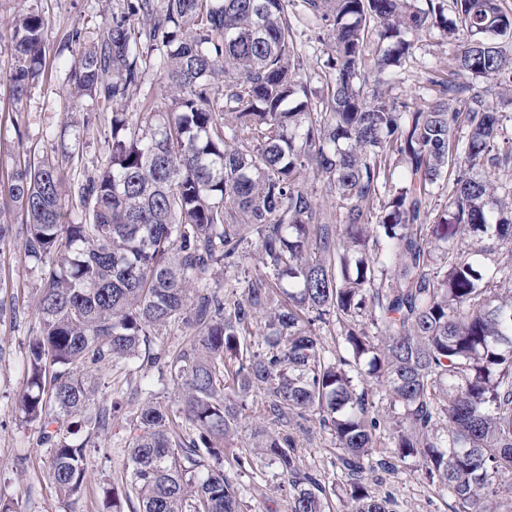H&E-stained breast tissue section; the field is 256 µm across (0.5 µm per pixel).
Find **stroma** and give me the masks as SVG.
<instances>
[{
  "instance_id": "stroma-1",
  "label": "stroma",
  "mask_w": 512,
  "mask_h": 512,
  "mask_svg": "<svg viewBox=\"0 0 512 512\" xmlns=\"http://www.w3.org/2000/svg\"><path fill=\"white\" fill-rule=\"evenodd\" d=\"M118 5L119 0H0V183L7 181L16 155L25 150L57 160L65 147L86 166H103L100 129L87 121L100 112V101L85 97L72 106L63 90L81 49L98 40ZM22 12L39 13L46 21V61L39 79L16 103L8 95V78L18 63L4 38L9 34L7 20ZM76 30L81 38L75 42L71 35ZM410 39L413 50L399 67L391 93L411 102L423 96L428 70L447 68L458 42L437 30L417 32ZM23 222L8 197L0 194V224L11 227L0 244V499L13 502L17 512H107L102 486L119 482L127 464L129 433L124 421H115L111 431L98 438L87 458L88 483L80 499L73 501L59 495L48 479L47 451L40 444L38 424L22 422L16 409L45 273L43 265L24 253ZM129 376L141 382L145 398L165 407L176 405L177 390L158 366L137 362L127 371L100 370L101 384L116 389L123 388ZM296 438L303 467L335 481L336 450L318 422L310 421ZM233 480L249 512H288L285 483L274 466L259 465L235 474ZM369 482L375 495L390 498L391 512H452V500L425 479L418 461L370 476Z\"/></svg>"
}]
</instances>
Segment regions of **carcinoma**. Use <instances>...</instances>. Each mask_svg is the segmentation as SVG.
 Listing matches in <instances>:
<instances>
[{
	"mask_svg": "<svg viewBox=\"0 0 512 512\" xmlns=\"http://www.w3.org/2000/svg\"><path fill=\"white\" fill-rule=\"evenodd\" d=\"M300 20L331 36L323 87L302 75ZM431 29L466 41L448 71L426 72L429 98L401 101L391 84L407 34ZM44 30L33 12L9 24L16 102L41 71ZM156 52L171 104L132 116ZM503 85L501 0H124L66 89L111 108L98 115L107 165L68 193L57 162L27 155L0 184L25 215V254L48 267L17 406L41 425L57 491L82 494L87 447L122 413L120 398L96 399V371L130 366L148 337L186 323L192 339L163 362L178 408L148 401L127 420L128 493L103 488L110 512L132 496L133 512H244L225 469L265 459L287 480L288 512H330L334 496L348 512H390L368 474L408 458L455 512H512L499 498H512V211L497 197L512 115L492 102ZM249 241L267 273L191 301L194 283L242 266ZM319 324L342 339L332 359ZM254 390L271 429L226 455ZM311 417L339 450L340 487L300 463L293 430ZM75 418L80 443L64 434Z\"/></svg>",
	"mask_w": 512,
	"mask_h": 512,
	"instance_id": "cac0c4a2",
	"label": "carcinoma"
}]
</instances>
